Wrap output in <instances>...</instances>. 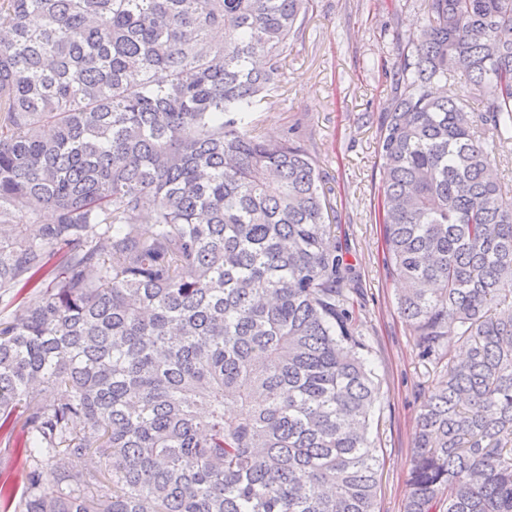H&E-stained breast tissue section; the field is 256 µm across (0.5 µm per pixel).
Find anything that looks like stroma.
<instances>
[{
	"mask_svg": "<svg viewBox=\"0 0 512 512\" xmlns=\"http://www.w3.org/2000/svg\"><path fill=\"white\" fill-rule=\"evenodd\" d=\"M423 22L421 0H312L278 88L253 115L265 136L297 129L320 172L336 240L348 251L365 356L381 394L370 435L380 462L376 512L403 510L416 418L438 382L399 313L401 283L386 270L378 222L377 141L389 99L383 68L411 51Z\"/></svg>",
	"mask_w": 512,
	"mask_h": 512,
	"instance_id": "35a3bbf8",
	"label": "stroma"
}]
</instances>
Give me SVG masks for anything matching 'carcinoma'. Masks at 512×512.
<instances>
[{
	"label": "carcinoma",
	"mask_w": 512,
	"mask_h": 512,
	"mask_svg": "<svg viewBox=\"0 0 512 512\" xmlns=\"http://www.w3.org/2000/svg\"><path fill=\"white\" fill-rule=\"evenodd\" d=\"M422 6L377 146L399 313L442 365L403 512H512V0ZM308 9L0 0L3 512H375L350 267L315 161L251 120ZM493 176L498 183L512 188V144H508L493 164ZM26 463L22 456L12 452V454H4L1 456L0 463V484L17 488L19 491L25 482Z\"/></svg>",
	"instance_id": "carcinoma-1"
}]
</instances>
